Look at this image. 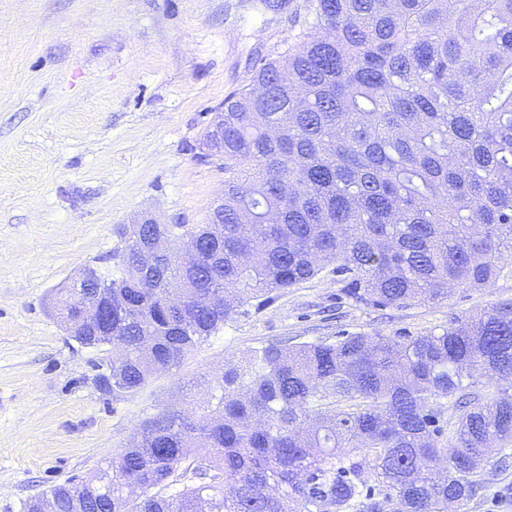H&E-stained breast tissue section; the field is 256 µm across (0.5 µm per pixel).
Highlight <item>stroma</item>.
I'll use <instances>...</instances> for the list:
<instances>
[{
  "label": "stroma",
  "instance_id": "1",
  "mask_svg": "<svg viewBox=\"0 0 512 512\" xmlns=\"http://www.w3.org/2000/svg\"><path fill=\"white\" fill-rule=\"evenodd\" d=\"M305 0H0V512L91 478L162 409L187 408L230 359L278 339L417 336L512 299V259L490 288L378 310L342 299L331 269L235 317L119 400L101 352L54 313L58 288L112 265L115 227L201 224L224 172L200 138L256 56L282 51ZM458 512H512V466L488 458Z\"/></svg>",
  "mask_w": 512,
  "mask_h": 512
}]
</instances>
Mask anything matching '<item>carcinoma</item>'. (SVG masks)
<instances>
[{
    "mask_svg": "<svg viewBox=\"0 0 512 512\" xmlns=\"http://www.w3.org/2000/svg\"><path fill=\"white\" fill-rule=\"evenodd\" d=\"M218 120L224 223L118 225L97 274L112 325L72 335L120 344L115 400L328 265L354 304L390 308L491 288L512 258V0H306ZM159 229L200 263L140 270ZM73 293L56 296L65 324ZM484 378L508 387L483 395ZM494 448L507 469L508 299L422 336L269 343L47 496L54 512H448L483 488Z\"/></svg>",
    "mask_w": 512,
    "mask_h": 512,
    "instance_id": "1",
    "label": "carcinoma"
}]
</instances>
